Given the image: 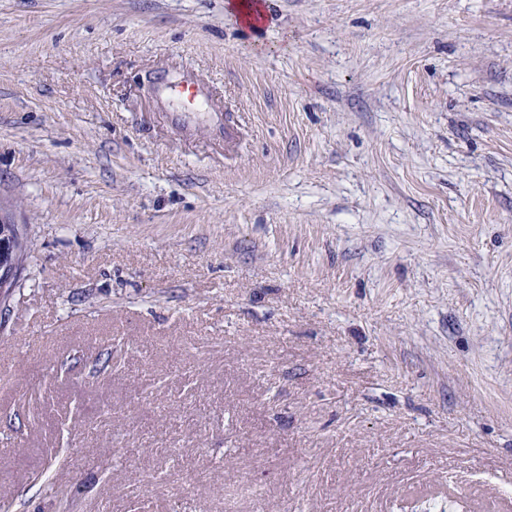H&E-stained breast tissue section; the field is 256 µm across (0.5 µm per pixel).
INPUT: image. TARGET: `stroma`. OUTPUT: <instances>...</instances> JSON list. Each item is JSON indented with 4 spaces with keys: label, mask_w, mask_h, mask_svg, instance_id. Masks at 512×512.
<instances>
[{
    "label": "stroma",
    "mask_w": 512,
    "mask_h": 512,
    "mask_svg": "<svg viewBox=\"0 0 512 512\" xmlns=\"http://www.w3.org/2000/svg\"><path fill=\"white\" fill-rule=\"evenodd\" d=\"M225 3L0 0V512H512V0ZM250 0H230L227 8L237 15L239 20L248 27L256 28L265 20V13L261 3L254 4ZM163 90L168 97L180 100L187 107H196L201 102L199 88L191 82L181 83L176 86L164 84ZM18 228L12 224L0 227V301L3 305L10 296L21 270L19 252L16 248Z\"/></svg>",
    "instance_id": "1"
}]
</instances>
